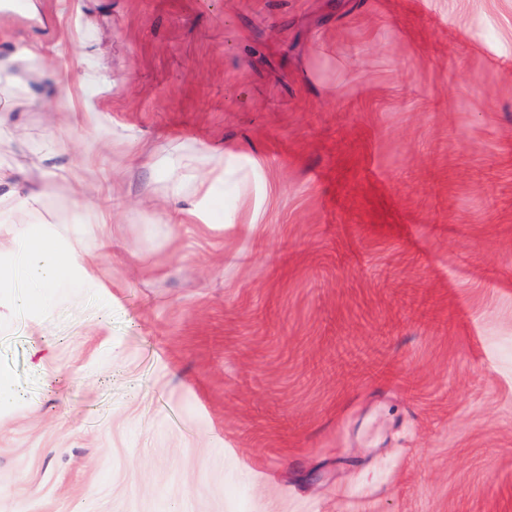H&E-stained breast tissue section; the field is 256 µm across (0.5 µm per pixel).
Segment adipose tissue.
<instances>
[{
    "label": "adipose tissue",
    "mask_w": 512,
    "mask_h": 512,
    "mask_svg": "<svg viewBox=\"0 0 512 512\" xmlns=\"http://www.w3.org/2000/svg\"><path fill=\"white\" fill-rule=\"evenodd\" d=\"M83 24L68 25L65 38L51 46L25 47L27 58L37 61L38 78L55 77L70 48L82 39ZM72 92L54 110L55 124L83 128L91 136L82 143L81 157L90 160L104 150L111 132L98 107L95 89L111 85L109 75L90 74L83 60H76L70 75ZM167 193L163 216L170 224H202L223 228L238 221L237 208L217 202V190L229 187L243 199L260 168L256 159L231 153L217 155L195 148L166 159ZM57 175L56 166L41 168L39 180L0 170V210L14 213L35 209ZM104 287L94 254H77L63 244L45 224L0 222V308L24 310L33 328H45L57 305L60 289L100 293Z\"/></svg>",
    "instance_id": "1"
}]
</instances>
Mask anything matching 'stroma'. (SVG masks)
<instances>
[{"instance_id":"1","label":"stroma","mask_w":512,"mask_h":512,"mask_svg":"<svg viewBox=\"0 0 512 512\" xmlns=\"http://www.w3.org/2000/svg\"><path fill=\"white\" fill-rule=\"evenodd\" d=\"M25 3L0 53L64 37ZM81 7L108 153L77 181L73 132L10 220L92 252L117 193L122 238L111 302L61 290L53 373L0 320V512H512V0ZM2 83L0 167L35 175L65 88ZM127 134L258 159L261 209L162 223L163 172H112Z\"/></svg>"}]
</instances>
